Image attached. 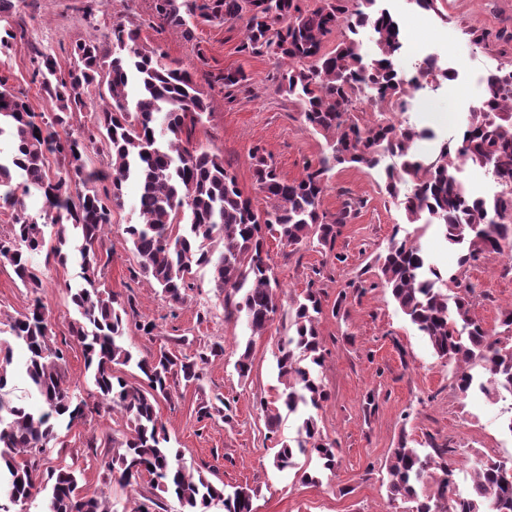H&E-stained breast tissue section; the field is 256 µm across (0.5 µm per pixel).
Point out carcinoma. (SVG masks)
<instances>
[{
  "instance_id": "obj_1",
  "label": "carcinoma",
  "mask_w": 512,
  "mask_h": 512,
  "mask_svg": "<svg viewBox=\"0 0 512 512\" xmlns=\"http://www.w3.org/2000/svg\"><path fill=\"white\" fill-rule=\"evenodd\" d=\"M377 2L154 0L151 28L158 31L181 29L191 19L242 22L238 52L273 57L278 92L300 104L303 122L324 138L318 164L293 180L281 177L259 148L252 150L255 186L269 201L261 212L239 189L224 160L192 140L211 101L187 67L166 61L144 43L141 25L114 22L104 41L76 44L65 71L53 55L36 51L40 92L50 104L46 112L34 111L23 93L0 78V141L11 144V152L0 155V208L15 211L10 234L0 239V266L12 267L24 286L36 290L41 279L34 258L44 252L64 264L71 239L79 241L82 283L70 293L77 313L71 336L83 347L100 403L118 410L129 427L106 462V480L132 486L146 475L151 487L175 497L183 512H208L216 500L223 502L224 512H254L250 491L220 489L173 457L156 405L170 397L174 377L196 378L207 357L162 350L136 360L121 342L130 312L100 283L112 210L97 183L111 181L117 206L124 183L137 184L140 221L126 225L124 233L140 271L165 299L183 303L196 270L207 267L224 295L225 316L245 318L254 336L280 311L266 236L290 246L313 238L327 246L335 241L337 225L356 214L351 202L331 216L319 211L327 173L339 165L374 169L388 157L396 159L384 168L385 192L400 200L408 223L440 226L447 242L459 249L461 266L512 246V224L499 219L512 212V69L486 76L488 92L476 107L481 121L464 129L461 144L446 141L435 156L423 157L416 143L434 139L433 130L394 122L421 82L395 68L403 47L400 24ZM362 29L375 47L370 59L359 38ZM333 35L336 46L327 52L325 43ZM418 69L423 80L435 84L455 77L436 55L423 57ZM211 78L227 90L250 86L240 67ZM102 85L106 91H98L94 131L84 136L73 129L74 115L85 107L91 89ZM369 110L376 115L370 121L365 119ZM95 141L110 159L105 169L87 165L88 144ZM469 163L504 180L503 190L492 197L469 194L457 177ZM34 191L43 199L35 216L25 206ZM379 279L434 353L454 366L460 393L476 387L494 403L512 398L511 306L500 312V331L489 333L472 314L471 289L449 297L442 271L396 231L379 258ZM322 312L320 292L307 289L292 308L276 356L282 389L275 401L300 414L301 424L296 438L276 444L273 464L281 471L296 470L303 482L314 476L298 468L300 455L319 460L328 470L336 466V443L324 438L312 414L328 399L312 372L323 360L317 328ZM7 326L11 341L0 347V487L11 488L20 501L51 495L56 512H115L110 500L78 492L75 470L39 471V456L56 441L61 425L82 418L89 406L65 381L64 355L52 345L41 299ZM15 345L25 352L21 368L33 405L19 404L5 391ZM131 364L143 380L125 378L122 368ZM474 364L483 369L480 382L470 372ZM448 452L433 442L424 454L400 439L386 464L391 500L410 504L407 512H436L449 502L453 512H512V461L478 460L471 488L460 495L451 493L454 470Z\"/></svg>"
}]
</instances>
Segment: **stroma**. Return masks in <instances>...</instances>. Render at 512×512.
Segmentation results:
<instances>
[{
    "mask_svg": "<svg viewBox=\"0 0 512 512\" xmlns=\"http://www.w3.org/2000/svg\"><path fill=\"white\" fill-rule=\"evenodd\" d=\"M84 0H11L0 13V28L24 22V38L0 51V77L26 95L34 111L48 107L34 76V50L51 53L61 68H68L76 42L100 37L104 13L142 24V38L168 58L182 61L195 74L200 88L213 103L193 138L212 153L223 156L242 192L257 210L268 201L254 187L250 150L260 146L281 177L294 179L305 163L317 162L323 137L305 126L299 106L278 93L273 81L276 64L269 56L237 53L242 33L239 24H188L186 29L155 31L147 22L153 0H97L93 17H85ZM398 20L403 49L398 68L428 54L457 71L452 84L416 92L404 118L436 137L419 149L431 153L441 142H459L464 120L481 96L484 77L491 71L512 69V50L495 44L474 45L470 29L494 33L512 31V0H443L439 13L424 12L409 0H383ZM240 67L251 79V89L227 95L211 83L210 73ZM379 171L336 167L320 209L334 214L344 200L358 203L349 224L340 227L332 247L311 241L297 247L268 238L273 273L279 280L283 312L262 335H251L244 321L224 316V296L214 286L209 269L198 270L195 286L184 304L161 297L144 277L125 241L126 225L137 223L135 189L126 185L123 206L113 208L101 279L121 300L131 301L137 322L154 324L146 335L128 327L125 343L139 358L160 350L209 357L198 379L176 378L170 399L160 400L156 411L187 464L217 486L244 487L253 494L255 512H402L401 502L390 501L386 489V460L400 437L415 448L429 439L447 444L448 464L466 480L481 456L512 460V404L490 403L482 394L462 396L447 361L437 357L426 339L397 309L387 288L379 285L377 257L393 231L418 245L443 271L455 273L457 286L472 290V310L486 328L498 327L499 312L512 303V251L486 254L458 267L457 252L444 241L437 225L409 224L402 205L382 189ZM39 292L22 285L11 267L0 266V322L27 311L34 298L47 307L54 345L64 353L66 380L87 402L95 397L87 382L85 358L71 334L75 313L67 288L81 280V268L71 261L40 262ZM323 294L324 313L319 331L324 362L317 372L329 394L318 412L321 429L337 447L334 471L321 473L318 484L278 472L271 464L276 440L296 437V415H282L275 439H268L260 399H273L277 386L276 355L280 336L288 331L287 313L308 285ZM222 354L211 355L214 346ZM250 349L253 369L238 375L234 363ZM229 409H222V402ZM125 419L100 406L59 429V438L42 456L40 471L59 466L76 469L82 494L105 495L117 512H129L153 493L147 480L135 486L104 484L102 460L111 458L112 445L124 440Z\"/></svg>",
    "mask_w": 512,
    "mask_h": 512,
    "instance_id": "stroma-1",
    "label": "stroma"
}]
</instances>
